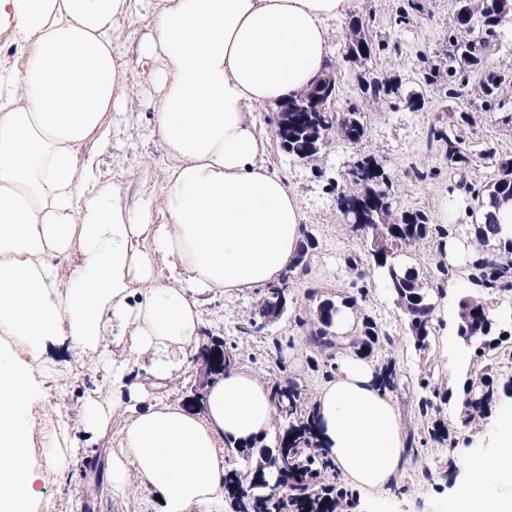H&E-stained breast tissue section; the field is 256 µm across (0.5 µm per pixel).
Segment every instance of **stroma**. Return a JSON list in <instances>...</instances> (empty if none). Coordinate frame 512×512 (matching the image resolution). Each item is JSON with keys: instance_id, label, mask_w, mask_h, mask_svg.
I'll use <instances>...</instances> for the list:
<instances>
[{"instance_id": "stroma-1", "label": "stroma", "mask_w": 512, "mask_h": 512, "mask_svg": "<svg viewBox=\"0 0 512 512\" xmlns=\"http://www.w3.org/2000/svg\"><path fill=\"white\" fill-rule=\"evenodd\" d=\"M157 9L158 0H129L126 13L118 19L120 104L107 117L106 142L90 139L81 148L80 157L93 159L96 180L115 186L126 207L148 206L153 223L164 224L168 221V170L172 160L156 132L154 118L161 97L155 74L162 61L160 56H147L141 51L144 37L153 29ZM455 9V0H356L349 17L329 21L330 60L339 66L334 109L345 112L354 105L362 108L367 132L359 143L333 137L318 158L297 160L275 135L277 106L256 108L257 130L269 141L265 162L297 194L305 214V232L315 239L317 247L308 257L306 271L291 272L287 280L288 311L276 322L253 320L266 287L205 296L200 344L221 340L237 364L250 367L263 381L293 380L307 397H314L326 380V357L308 342L309 323L319 299L309 298L307 291L318 289L319 298L338 303L356 292L355 276L344 258L351 253L367 255L369 243L343 220L334 184L345 179L353 164L363 158H373L384 166L394 185L396 209L423 210L433 223L449 226L454 237L473 239L475 219L468 212L472 203L469 190H482L491 183L495 161L476 160L466 175L468 188H459L442 163L444 144L430 142L428 130L433 125L454 123L467 149L491 147L507 156L512 155V124H503L501 112L485 106L478 92L482 72H467L458 80L457 96L448 94V31ZM353 18L361 20L374 39V55L364 65L343 59L345 35ZM428 64L438 70L436 81L425 78L424 67ZM372 74L387 75L394 84L393 93L380 107L369 103L362 92V77ZM416 98L422 103L418 110L411 106ZM463 112L472 115V123L459 122ZM438 260L431 246L405 251L399 257L401 264L418 271L426 288L445 291L436 301V316L448 321L450 328L447 333L437 334L430 355L415 351L407 324L379 278H366L368 293L353 309L355 317L370 316L396 341L390 353H374L371 364H380L384 356H391L405 376L414 380L425 359H434V381L450 398L440 412L423 421L414 415L421 394L417 385H404L392 392L405 427L414 429L425 444L418 449L417 461H406L396 486L383 492L356 491L351 512H448L454 488L467 477L460 449H467L476 460L495 455L498 419L512 413V360L498 357L493 359L489 374L494 399L487 414L471 422L466 419L455 392L470 370L473 350L464 345L455 325L460 298L474 294L475 288L469 264L451 268L449 275L440 279L435 269ZM124 351L120 329L107 328L99 351L89 355L68 353L67 372L57 383L44 386L31 412V451L42 472L38 483L41 496L32 512H161L154 490L139 478H132L124 497H113L108 489L109 461L118 447L123 417L113 418L103 438L80 443L63 472L51 467L63 446L61 418L77 422L87 399L107 396L104 363L122 359ZM197 353V347L190 348L180 370L166 381L154 379L146 356L131 367L130 377L146 386L156 400L196 407L201 394L197 387ZM438 423L448 431L447 438L440 441L429 435ZM424 467L431 470V480L420 479Z\"/></svg>"}]
</instances>
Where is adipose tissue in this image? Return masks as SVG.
Returning a JSON list of instances; mask_svg holds the SVG:
<instances>
[{"mask_svg":"<svg viewBox=\"0 0 512 512\" xmlns=\"http://www.w3.org/2000/svg\"><path fill=\"white\" fill-rule=\"evenodd\" d=\"M128 0H0V25L29 45L22 74L0 73V334L24 337L26 358L0 362V512H31L41 472L30 455V410L66 367L61 351H97L107 325L129 336L113 361L111 400H89L78 430L103 437L125 415L109 483L124 495L131 476L151 485L163 512H213L224 501L220 444L267 439L275 408L253 370L230 365L211 382L202 410L154 402L129 377L150 356L170 378L200 336L202 298L277 282L304 239L295 193L263 158L256 106L303 93L327 70V23L354 0H163L146 54H160L156 130L173 160L169 220L151 221L109 192L83 194L78 149L105 136L119 97L113 37ZM111 247H104V234ZM80 251L61 270L56 259ZM172 259L167 278L157 257ZM43 368L32 375L30 364ZM319 440L338 474L366 490L395 483L408 436L390 397L362 358L345 357L314 398ZM499 454L470 467L451 512H502L490 478L512 477V419Z\"/></svg>","mask_w":512,"mask_h":512,"instance_id":"obj_1","label":"adipose tissue"}]
</instances>
